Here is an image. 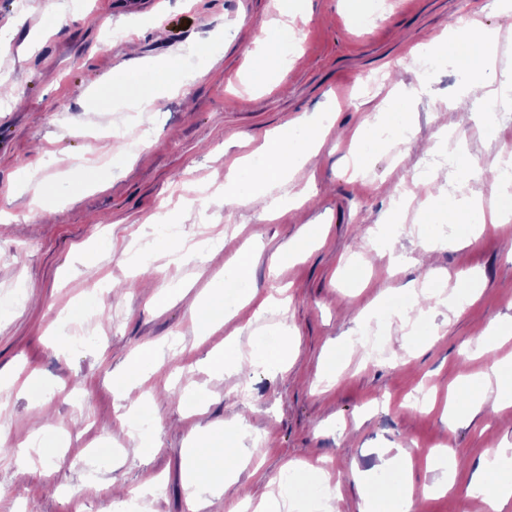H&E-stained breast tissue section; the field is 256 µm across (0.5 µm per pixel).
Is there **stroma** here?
<instances>
[{"label":"stroma","instance_id":"35a3bbf8","mask_svg":"<svg viewBox=\"0 0 512 512\" xmlns=\"http://www.w3.org/2000/svg\"><path fill=\"white\" fill-rule=\"evenodd\" d=\"M368 25L357 14L371 0H288L282 23L274 0H0V379L31 378L39 396L0 387V512H113L112 486L156 491L126 500L125 512H186V448L204 428L245 420L250 458L208 512H238L287 481L296 512H358L359 471L371 482L411 476L415 486L441 477L425 460L450 449L464 467L455 486L418 499L416 512H463L470 468L489 448L512 441V405L485 398L474 418L449 421L448 393L494 361H512V222L487 227L469 245L431 248V239L468 238L466 224L440 222L418 231L419 210L399 211L394 185L455 145L437 133L468 116L447 113L470 76L441 62L427 95L415 100L410 139L378 143L353 175L351 148L328 135L293 174L314 185L302 206L267 221L260 205L225 201L231 162L265 145L297 117L333 111L336 130L375 125L360 95L385 99L416 86L408 45L448 35L464 12L485 17L491 32L512 27V12L493 0H386ZM123 28L113 41L108 29ZM287 35L293 51L267 88L248 77L249 52L262 32ZM173 65L182 88L169 93L160 70ZM130 81L115 89L117 73ZM154 96L147 112L129 103ZM124 130L126 152L108 133ZM494 179L448 170L443 201L493 195ZM195 218L183 220L186 209ZM178 225L163 237L157 221ZM307 224L328 228L326 242L281 264L275 250ZM429 253V267L410 259ZM246 286L265 295L286 289L285 311L263 317L244 307L198 340L187 300L243 260ZM432 336L420 342L392 308L410 282ZM84 301L89 335L64 342L65 312ZM371 320L397 357L369 358L352 343ZM265 359L287 350L288 367L258 363L248 382L201 370L226 344ZM153 350L155 370L123 383L125 366ZM336 379H316L326 361ZM144 406V427L131 438L114 400ZM429 408L412 410L415 395ZM38 439L41 465L17 460L18 436ZM121 457L90 456L98 443ZM412 444L410 463L381 467L380 448ZM149 454L139 455V445ZM339 486L340 502L312 490Z\"/></svg>","mask_w":512,"mask_h":512}]
</instances>
